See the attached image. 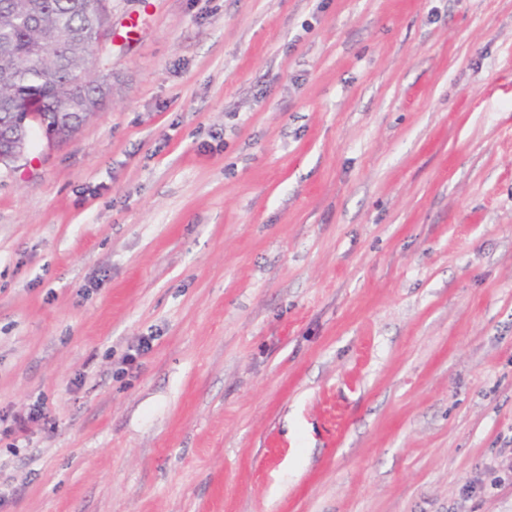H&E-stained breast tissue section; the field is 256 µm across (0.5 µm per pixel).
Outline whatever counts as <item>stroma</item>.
<instances>
[{
	"label": "stroma",
	"mask_w": 512,
	"mask_h": 512,
	"mask_svg": "<svg viewBox=\"0 0 512 512\" xmlns=\"http://www.w3.org/2000/svg\"><path fill=\"white\" fill-rule=\"evenodd\" d=\"M88 66L0 167V512H512V0H112ZM112 76L111 74H102L101 78L98 79L99 85V97H91V95L97 90V79H92L88 75L85 85L81 90H79L77 96H82V94L86 95L82 98L74 97V92L72 88H65L60 93V100L66 101L72 106H76L80 111V116L83 120H86L88 117L94 115L96 112H99L101 109V103H106L107 100L112 96ZM71 107H60L56 108V112H61L62 117L70 116V114L79 112ZM47 417L48 413H46L44 403L42 402L34 403L32 408L26 413L14 414L11 418L10 425L3 429L1 425L8 421L9 414L0 415V440L2 436L8 438L18 433H24L29 423L45 420Z\"/></svg>",
	"instance_id": "35a3bbf8"
}]
</instances>
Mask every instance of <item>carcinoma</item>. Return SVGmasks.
Masks as SVG:
<instances>
[{
	"label": "carcinoma",
	"instance_id": "1",
	"mask_svg": "<svg viewBox=\"0 0 512 512\" xmlns=\"http://www.w3.org/2000/svg\"><path fill=\"white\" fill-rule=\"evenodd\" d=\"M35 9L24 19L15 15L17 0H0V94L11 103L0 104V124L16 120L27 109L47 111L58 101L71 75L85 69L94 44L112 34V23L92 27L84 0H30ZM65 32L71 40L58 44L55 63H44V37Z\"/></svg>",
	"mask_w": 512,
	"mask_h": 512
}]
</instances>
